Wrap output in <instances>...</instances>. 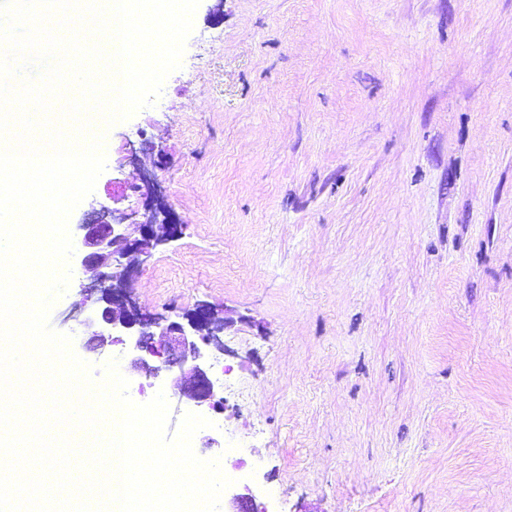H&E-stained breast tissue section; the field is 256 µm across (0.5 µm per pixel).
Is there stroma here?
<instances>
[{
  "mask_svg": "<svg viewBox=\"0 0 512 512\" xmlns=\"http://www.w3.org/2000/svg\"><path fill=\"white\" fill-rule=\"evenodd\" d=\"M106 136L71 238L153 173L182 231L129 291L209 305L227 374L200 411L134 337L99 352L74 262L49 321L93 382L114 360L133 401L164 392L171 435L219 416L194 452L267 512H512V0H199Z\"/></svg>",
  "mask_w": 512,
  "mask_h": 512,
  "instance_id": "35a3bbf8",
  "label": "stroma"
}]
</instances>
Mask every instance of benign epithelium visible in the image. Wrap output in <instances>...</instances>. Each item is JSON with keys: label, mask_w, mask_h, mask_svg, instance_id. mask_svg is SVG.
<instances>
[{"label": "benign epithelium", "mask_w": 512, "mask_h": 512, "mask_svg": "<svg viewBox=\"0 0 512 512\" xmlns=\"http://www.w3.org/2000/svg\"><path fill=\"white\" fill-rule=\"evenodd\" d=\"M145 187L144 212L140 219L134 214L105 210L100 220L79 225L80 238L76 248L82 270L90 283L84 291L97 295L103 304L97 320L112 330L98 335V349L123 343L114 336L121 332L134 336L135 348L164 363L179 365L181 394L198 406L215 407L219 403L214 384L201 361L200 346L224 350L225 322L218 319L204 304L183 314V321H167L163 316L144 314L137 307L129 289L132 273L142 267L153 251L177 235L168 224L167 212L156 202L161 190L149 173L143 175ZM137 226L140 238L130 239L129 228ZM225 512H266L251 494L234 493L224 503Z\"/></svg>", "instance_id": "benign-epithelium-1"}]
</instances>
